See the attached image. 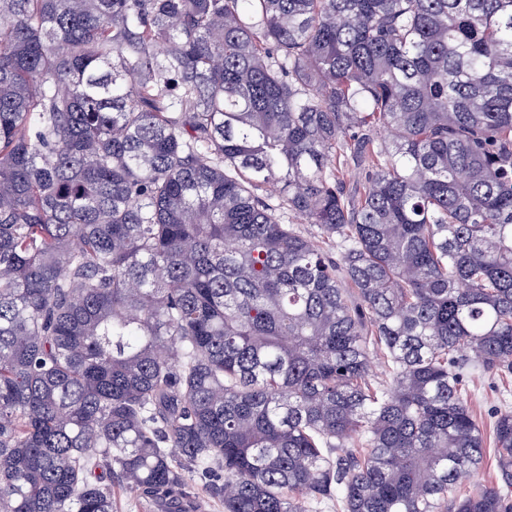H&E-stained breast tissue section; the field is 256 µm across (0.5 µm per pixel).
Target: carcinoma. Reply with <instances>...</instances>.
<instances>
[{"label": "carcinoma", "instance_id": "1", "mask_svg": "<svg viewBox=\"0 0 512 512\" xmlns=\"http://www.w3.org/2000/svg\"><path fill=\"white\" fill-rule=\"evenodd\" d=\"M474 370L512 0H0V512H512ZM463 396L467 397L474 416L483 425L487 444L482 465L458 484L456 494L499 482L491 424L496 410L504 407L512 410V372L490 375L477 371L467 379Z\"/></svg>", "mask_w": 512, "mask_h": 512}]
</instances>
